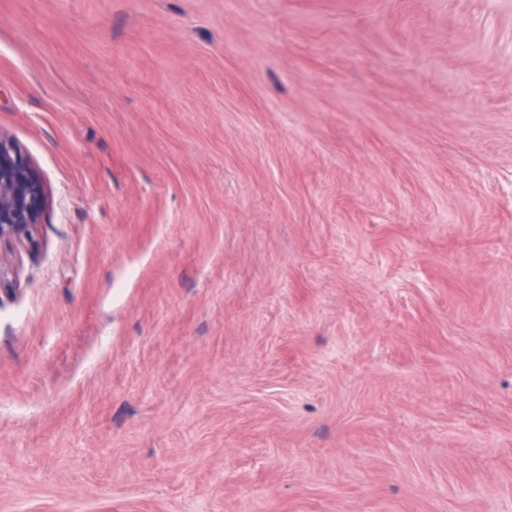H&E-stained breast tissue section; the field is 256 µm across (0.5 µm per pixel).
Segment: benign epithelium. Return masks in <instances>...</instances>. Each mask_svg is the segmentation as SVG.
Masks as SVG:
<instances>
[{"mask_svg": "<svg viewBox=\"0 0 512 512\" xmlns=\"http://www.w3.org/2000/svg\"><path fill=\"white\" fill-rule=\"evenodd\" d=\"M45 188L28 155L0 133V247H35Z\"/></svg>", "mask_w": 512, "mask_h": 512, "instance_id": "1", "label": "benign epithelium"}]
</instances>
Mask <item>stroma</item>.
<instances>
[{"instance_id":"1","label":"stroma","mask_w":512,"mask_h":512,"mask_svg":"<svg viewBox=\"0 0 512 512\" xmlns=\"http://www.w3.org/2000/svg\"><path fill=\"white\" fill-rule=\"evenodd\" d=\"M0 512H512V0H0ZM45 188L28 155L0 133V253L2 246L35 247Z\"/></svg>"}]
</instances>
